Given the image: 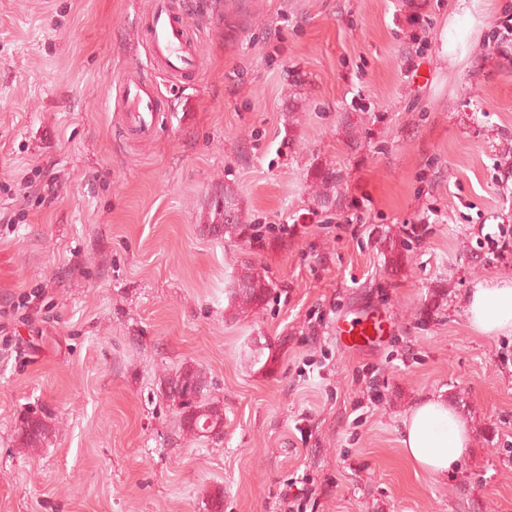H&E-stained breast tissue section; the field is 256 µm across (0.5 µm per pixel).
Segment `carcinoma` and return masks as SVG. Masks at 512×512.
Instances as JSON below:
<instances>
[{"label":"carcinoma","mask_w":512,"mask_h":512,"mask_svg":"<svg viewBox=\"0 0 512 512\" xmlns=\"http://www.w3.org/2000/svg\"><path fill=\"white\" fill-rule=\"evenodd\" d=\"M316 179L320 191L315 200L325 206L336 205V186L340 182V175L334 169L323 168L316 172ZM209 209L212 219L207 231L214 237H256L251 225L243 223L238 198L231 187H224V192L212 197ZM265 293L266 285L248 266L229 286L230 301L242 306L259 304ZM165 397L179 416L181 427L189 435L222 440L224 411L212 402L208 380L201 370L191 366L179 369L166 380ZM51 434L48 417L37 411L24 416L15 429L16 443L20 448H40Z\"/></svg>","instance_id":"1"}]
</instances>
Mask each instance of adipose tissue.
<instances>
[{
	"label": "adipose tissue",
	"instance_id": "ef3b65f1",
	"mask_svg": "<svg viewBox=\"0 0 512 512\" xmlns=\"http://www.w3.org/2000/svg\"><path fill=\"white\" fill-rule=\"evenodd\" d=\"M464 302L476 332L512 333V280L476 282ZM402 424L406 457L431 476L447 475L471 450L466 422L443 397L431 395L418 400L405 412Z\"/></svg>",
	"mask_w": 512,
	"mask_h": 512
}]
</instances>
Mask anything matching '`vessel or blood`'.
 <instances>
[{"label": "vessel or blood", "instance_id": "1", "mask_svg": "<svg viewBox=\"0 0 512 512\" xmlns=\"http://www.w3.org/2000/svg\"><path fill=\"white\" fill-rule=\"evenodd\" d=\"M188 0H153L145 17L144 38L152 62L161 64L171 75L196 72L199 51L190 39ZM121 121L129 134L141 141L154 138L160 102L136 71L127 72L121 82ZM393 327L380 309L368 308L353 317L340 318L336 334L344 349L362 350L378 345Z\"/></svg>", "mask_w": 512, "mask_h": 512}]
</instances>
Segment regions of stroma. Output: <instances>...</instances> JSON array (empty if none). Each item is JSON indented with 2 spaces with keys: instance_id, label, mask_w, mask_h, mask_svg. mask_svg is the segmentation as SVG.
<instances>
[{
  "instance_id": "1",
  "label": "stroma",
  "mask_w": 512,
  "mask_h": 512,
  "mask_svg": "<svg viewBox=\"0 0 512 512\" xmlns=\"http://www.w3.org/2000/svg\"><path fill=\"white\" fill-rule=\"evenodd\" d=\"M199 2L175 78L150 0H0V512H277L293 483L298 512H512V335L460 302L512 278V0H475L451 52L450 0ZM133 68L162 105L145 142L117 110ZM224 185L263 243L208 234ZM247 264L267 290L241 308ZM372 306L395 333L344 349L337 319ZM185 365L221 442L161 393ZM428 395L473 432L445 478L402 449ZM32 410L53 434L27 450ZM317 184L320 191L316 194L315 200L324 206L336 205V186L340 182V175L335 169L323 168L316 172ZM52 428L46 415L33 411L24 416L15 429V439L20 448H40L50 438Z\"/></svg>"
}]
</instances>
